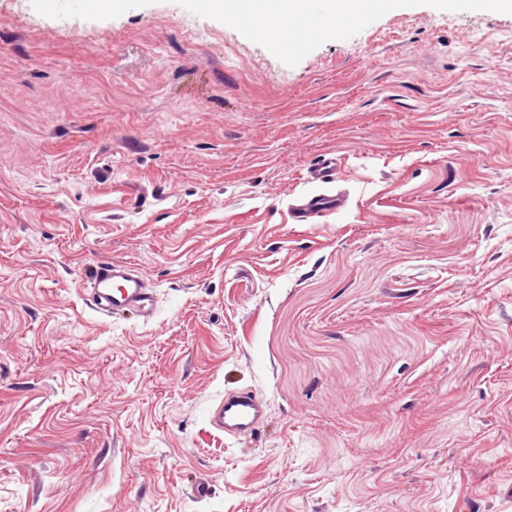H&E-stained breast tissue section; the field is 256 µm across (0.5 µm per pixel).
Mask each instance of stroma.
Returning <instances> with one entry per match:
<instances>
[{
	"label": "stroma",
	"mask_w": 512,
	"mask_h": 512,
	"mask_svg": "<svg viewBox=\"0 0 512 512\" xmlns=\"http://www.w3.org/2000/svg\"><path fill=\"white\" fill-rule=\"evenodd\" d=\"M41 2L0 0V512H512V10L370 0L291 52ZM107 259L153 320L90 310ZM340 168L341 160L336 157L335 153H330L313 166L308 173V177L312 182L332 183L336 180ZM344 196L336 193H315L303 198L292 212L296 224H311L313 218L325 213L339 211L345 207ZM266 417V404L261 396L249 389L225 393L209 411L208 424L224 437L252 436Z\"/></svg>",
	"instance_id": "1"
}]
</instances>
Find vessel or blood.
<instances>
[{
  "instance_id": "1",
  "label": "vessel or blood",
  "mask_w": 512,
  "mask_h": 512,
  "mask_svg": "<svg viewBox=\"0 0 512 512\" xmlns=\"http://www.w3.org/2000/svg\"><path fill=\"white\" fill-rule=\"evenodd\" d=\"M331 18L330 11L309 16L304 27L291 21L281 24L280 42L296 50L309 38L323 33ZM341 167L335 154L323 157L309 171L310 181L328 184L334 182ZM346 200L340 194L315 193L295 205L292 217L295 223L308 224L313 218L344 208ZM89 302L94 310L109 317L132 315L150 320L156 312V292L138 268L129 262L102 261L94 265L88 278ZM266 417V404L261 396L249 389L225 394L209 411L208 424L228 437L256 434Z\"/></svg>"
}]
</instances>
